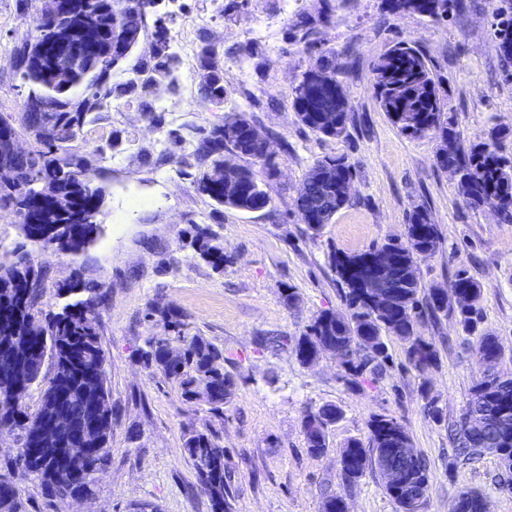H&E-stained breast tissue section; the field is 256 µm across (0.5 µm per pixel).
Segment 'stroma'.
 <instances>
[{
	"label": "stroma",
	"mask_w": 512,
	"mask_h": 512,
	"mask_svg": "<svg viewBox=\"0 0 512 512\" xmlns=\"http://www.w3.org/2000/svg\"><path fill=\"white\" fill-rule=\"evenodd\" d=\"M502 0H462L444 23L418 14H391L385 0H160L149 12L129 58L112 73L124 83L131 68L153 61L155 27L185 29L190 43L178 82L148 92H122L106 112L85 123L80 142L104 189L101 233L79 255L33 248L44 280L42 307L65 303L59 283L82 277L101 284L106 298L98 339L106 356L114 420L110 461L94 496L65 504L47 499L38 481L21 480L31 512H212L196 491L195 473L182 452L186 431L215 433L229 450L231 512H322L324 493L343 495L352 512H398L380 477L345 486L338 458L348 440L366 439L373 415L396 417L427 460L430 485L424 512H449L466 488L486 496L491 512H512L494 454L478 463L455 458L448 427L458 420L472 385L486 366L455 309L424 316L418 330L433 342L438 361L411 366L404 344L386 340L390 363L375 383L352 385L332 353L300 363L290 348L264 349L268 334L301 336L313 317L344 309L333 255L358 253L400 235L407 214L428 210L441 244L420 260L423 286H449L467 272L483 293L479 333L495 336L503 351L499 374L512 376V224L489 208L467 206L455 179L436 164V138L400 134L374 95L373 66L395 44L412 42L428 56L445 112L465 143L484 141L498 125L512 127V73H505L494 35ZM43 0H0V112L19 115L18 51L30 40ZM265 35L251 37L254 23ZM216 50L224 70V100L200 90L198 57ZM335 66L355 121L345 136L327 138L302 126L292 108L304 73L322 62ZM245 116L272 142L276 173L267 181L270 205L261 212L217 206L196 188L209 164L196 159L201 130L224 117ZM106 147L105 156L95 153ZM326 156H343L354 183L348 207L320 235H310L294 199L307 173ZM208 227L230 261L215 270L189 245L192 225ZM297 289L291 309L285 289ZM186 316L187 332L224 353L238 377L231 402L211 411L205 399L186 402L175 381L146 368L137 350L164 333L149 304ZM443 413L432 418L426 396ZM331 403L342 411L330 430V448L308 453L302 433L306 410Z\"/></svg>",
	"instance_id": "1"
}]
</instances>
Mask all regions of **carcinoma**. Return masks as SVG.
Here are the masks:
<instances>
[{
	"label": "carcinoma",
	"instance_id": "carcinoma-1",
	"mask_svg": "<svg viewBox=\"0 0 512 512\" xmlns=\"http://www.w3.org/2000/svg\"><path fill=\"white\" fill-rule=\"evenodd\" d=\"M410 11L445 22L457 10L461 0H402ZM157 6V0H77L74 9L64 18H40L35 24V35L19 51L18 71L20 79L36 93L43 111L51 114L53 123L44 127L38 113H22L21 126L33 134L34 148L26 157L15 158L18 184L11 191L0 190V203H9L20 220H25L30 201L35 196L33 182L45 178L53 184L54 191L71 198L73 209L60 213L53 208L42 209L41 223L48 226L49 234L40 244L59 252L85 249L100 232L98 222H89L84 214L100 211L102 190L95 184L85 155L79 145V133L91 115L101 111L116 87L112 85V71L122 62L117 46L126 35L143 26L144 16ZM495 36L499 57L503 65L512 63V11L499 9L495 16ZM65 27L72 36L93 44L84 58L82 69L72 79L65 91L53 82L47 59L37 54V44L55 37L58 29ZM156 53L154 62L144 66L137 77L125 83V90H145L158 81L176 85V72L181 63L180 52L173 46L165 27L155 31ZM200 83L204 95L224 99V76L218 53L209 49L199 56ZM374 92L382 111L387 114L398 131L410 138L432 135L441 141L436 160L440 167L455 166L461 171L458 187L465 203L471 208L493 205L499 211L500 220L512 224V158L499 151L500 140L512 136V128L494 127L488 138L469 146L461 143L452 117L442 111L438 86L430 69L427 55L417 46L402 42L395 45L378 59L374 68ZM292 106L298 121L312 132L339 137L346 132L351 120L350 104L346 92L326 94L321 99L301 102L293 94ZM336 110L338 124L327 129L320 120L322 109ZM254 126L238 115L224 120V124L199 138L195 152L203 161L219 164L224 160V150L229 147L240 156L252 160L241 165L236 173L243 187V204L224 201V192L209 186L206 175L197 180V189L214 203L228 208L244 207L248 211L264 210L271 203L265 189V178L274 175L272 159L256 157L251 133ZM334 167L342 181L353 178L352 165L344 157H325L319 160L299 188L297 195L315 196L314 174L324 167ZM329 199L323 212L312 215L297 209L302 223L317 235L334 216L345 208L351 195L336 198V190L327 193ZM190 245L195 253L216 270L224 269L228 257L224 246L206 227L193 225ZM440 235L428 210L416 208L409 212L403 233L381 245L393 254V275L397 287L392 289L382 307H371L365 300L364 287L358 283L360 267L371 250L334 258L336 273L343 285L345 310L322 312L308 325L306 332L295 338L292 352L305 364L315 359L320 346L326 342L345 349L346 359L341 362L350 382L375 380L386 369L390 355L384 335L391 334L406 344V357L417 370H424L437 359L432 342L418 334L417 320L425 314L436 315L448 308V294L439 285L422 289L416 274L417 262L434 255L439 249ZM30 278H40L33 261L22 256L11 262L0 261V309L12 308L10 317H0V346L19 342L26 335L31 323L40 325L45 335L42 347L49 350L54 362L52 375L43 371L36 374L35 385L42 390L41 405H46L48 395L57 379L66 380L74 396L94 404L91 414L99 418L101 428L86 440L88 452L84 457L85 477L81 482L65 480L60 472L56 451L51 444L37 436L44 409L29 416L25 408V396H16L5 385L6 366L0 355V399L15 400L9 415H0V427L18 432L22 447L38 448V457L30 461L20 460L39 480L48 499L81 495L94 492L97 478L110 458L109 441L112 434V395L107 386L105 353L98 340L97 317L104 294L100 289L77 278L58 285L62 295L79 294L81 298L64 305L59 311L41 308L43 289L25 300L19 293ZM451 294L469 297V303L457 306L458 322L465 330L474 329L482 318V290L477 281L464 273L456 275L449 285ZM149 314L162 315L165 336H151L145 341L140 358L146 367L156 369L165 377L178 383L182 397L191 402L205 396L212 411L224 410L231 401L237 380L224 370V353L201 336H188L186 316L171 308L148 306ZM478 351L492 357L501 356L496 337L483 334L477 340ZM488 414L481 427L464 428L462 420L453 424V443L458 456L473 461L487 452L485 442L497 440L498 460L508 459L503 469L502 489L512 492V433H497V413L512 418V381L502 380L495 374H486L476 381L462 415L473 410ZM341 416V410L333 404H324L316 410H307L302 429L308 453L320 456L327 452L329 431ZM396 419L375 415L368 423L367 440L351 439L341 450L339 472L343 483L352 485L365 476L367 471H380L381 459H385L397 447L391 434ZM182 450L197 477L196 488L206 494L214 512H230V491L227 488L226 449L219 437L209 431L196 429L185 432ZM406 472L404 484L398 487L383 486L384 493L397 505L402 499L415 493L429 491V467L423 456L403 462ZM0 512H29L28 500L21 490L8 486V478L0 475ZM450 512H490L487 498L480 492L464 489L453 501Z\"/></svg>",
	"mask_w": 512,
	"mask_h": 512
}]
</instances>
